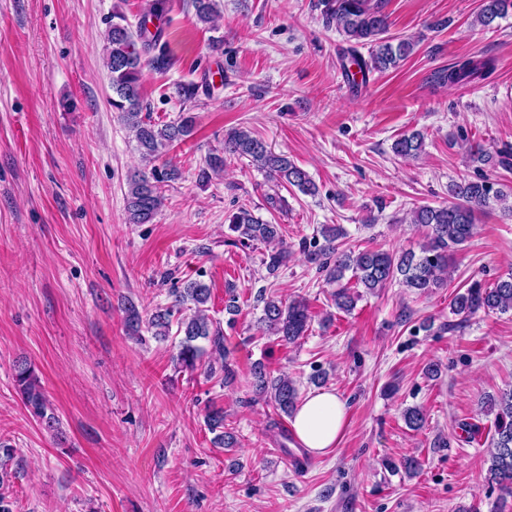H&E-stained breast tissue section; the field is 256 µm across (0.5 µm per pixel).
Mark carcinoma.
<instances>
[{"instance_id": "carcinoma-1", "label": "carcinoma", "mask_w": 512, "mask_h": 512, "mask_svg": "<svg viewBox=\"0 0 512 512\" xmlns=\"http://www.w3.org/2000/svg\"><path fill=\"white\" fill-rule=\"evenodd\" d=\"M198 23L208 26L217 10V0H191ZM512 0H483L476 16L482 27H490L504 18ZM165 11V0H154L140 18L137 30H132L126 17L115 12L110 17L104 35V65L108 70L112 87V110L120 113L125 126L133 133L137 149L145 160L155 159L170 147L193 135L195 116L182 112L172 122L159 124L152 120L144 104L141 86L142 71L147 65L162 68L168 64L167 42L161 30L150 32L148 24ZM326 20L336 23V30L349 42L369 46V57L363 58L350 50V67L359 71L384 72L395 68L412 50V42L386 37L388 20L382 6L372 0H331L327 3ZM492 60L466 58L454 66L441 71L438 80L442 84L458 85L482 78L491 69ZM423 135L415 131L398 139L393 150L405 157L420 155ZM245 158L276 185L295 187L304 194L316 193V185L306 171L296 166L288 157L272 151L266 143L248 131L234 129L224 136L223 154L212 153L206 160V168L199 180L209 179V172L224 168L226 156ZM505 166L508 157L499 152L477 148L471 151L470 161L483 165L493 159ZM179 170L165 164L154 166L148 172L133 175L128 180L126 210L131 224H151L164 205L161 184L177 180ZM452 202L440 206H421L411 212L409 223L425 231V243L419 251L408 250L393 254L381 250H362L357 253L340 251L336 240L342 235L340 229L322 226L320 233L324 244L315 250H307L308 259L327 272V280L337 284L332 293L337 309L349 312L353 309L357 295L352 286L342 283L346 273H351L355 286L373 292L386 287L392 281L416 294H428L447 283L448 261L452 254L469 242L475 234V212L494 205L512 214V188L506 190L496 186L490 178L481 175L477 179L463 178L448 186ZM229 230L237 234L241 243L258 242L264 245L263 265L271 275L288 264V251L282 247L281 225L271 224L255 216L245 206L236 208L228 216ZM171 305L159 308L147 320L153 335L163 339L176 330L180 336L175 362L181 369L194 371L204 354L209 353L221 361L224 379L234 376L224 347V332L220 324L209 318L207 304L211 299L210 287L201 281H190L170 291ZM263 303L259 318L260 329L276 336L286 344H293L306 335L311 314L306 301L294 299L284 302L270 296H260ZM453 312L466 317L484 312L506 313L512 311V275L497 280L491 287L475 282L458 293L452 302ZM204 340L209 348L198 345ZM14 382L18 395L28 412L48 427H54L56 417L49 412L48 399L39 377L25 359L14 365ZM253 393L266 399L274 409L288 417L298 403L300 393L296 383L286 375L273 376L264 363L258 361L251 370ZM487 411L495 412L494 435L487 456L488 480L502 492V501L512 498V390L498 398L489 399ZM206 420L209 431L215 434L214 443L221 448H232L237 444L234 435L224 431V411L208 407ZM404 420L413 430L422 428L426 414L420 407H409L404 411Z\"/></svg>"}]
</instances>
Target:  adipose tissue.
Segmentation results:
<instances>
[{"label":"adipose tissue","instance_id":"obj_1","mask_svg":"<svg viewBox=\"0 0 512 512\" xmlns=\"http://www.w3.org/2000/svg\"><path fill=\"white\" fill-rule=\"evenodd\" d=\"M346 405L335 391L310 392L299 404L293 418L297 440L315 455L335 447L345 425Z\"/></svg>","mask_w":512,"mask_h":512}]
</instances>
